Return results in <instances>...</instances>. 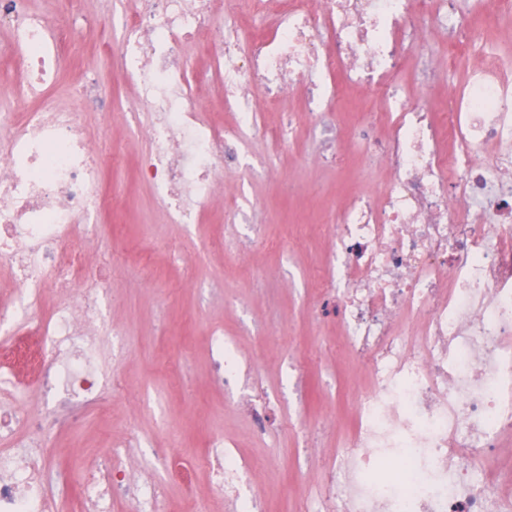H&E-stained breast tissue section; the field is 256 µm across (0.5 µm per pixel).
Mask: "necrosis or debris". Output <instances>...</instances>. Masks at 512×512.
Here are the masks:
<instances>
[{
    "mask_svg": "<svg viewBox=\"0 0 512 512\" xmlns=\"http://www.w3.org/2000/svg\"><path fill=\"white\" fill-rule=\"evenodd\" d=\"M485 16L512 18V0H124L103 18L122 79L150 114L138 177L174 224L204 223L225 174L248 172L241 146L278 101L298 97L331 154L340 86L370 99L358 148L389 178L337 211L317 301L339 316L337 345L367 366L368 383L301 512H512L502 446L512 437V83ZM0 26L23 73L14 106L0 108V269L18 288L0 306V358L37 371L45 406L36 422L19 400L0 402V512H54L74 486L82 512L116 501L165 512L163 487L130 470L128 443L76 475L42 454L74 411L103 406L125 345L122 331L107 343L98 334L107 267L86 249L109 203L103 150L81 113L48 96L75 34L30 0H0ZM434 29L478 59L441 112L411 105L397 80L428 56ZM202 33L199 69L187 48ZM210 82L224 87L225 120L196 104ZM212 342L215 383L263 437L270 411L249 394L252 367L223 332ZM205 461L230 512H263L223 435H210Z\"/></svg>",
    "mask_w": 512,
    "mask_h": 512,
    "instance_id": "1",
    "label": "necrosis or debris"
}]
</instances>
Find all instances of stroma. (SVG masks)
<instances>
[{
	"instance_id": "stroma-1",
	"label": "stroma",
	"mask_w": 512,
	"mask_h": 512,
	"mask_svg": "<svg viewBox=\"0 0 512 512\" xmlns=\"http://www.w3.org/2000/svg\"><path fill=\"white\" fill-rule=\"evenodd\" d=\"M111 37L102 26L79 40L51 95L65 99L75 85L90 79L113 90L111 111L83 113L88 136L120 155L106 165L112 207L87 249L109 264L105 322L125 331L130 353L112 364L123 388L108 398L106 410L78 412L73 431L52 436L46 453L63 468L79 448L82 466L91 467L105 448L134 428L152 447L181 455L192 471L191 482L167 480L168 512H183L190 484L202 492L203 512H225L202 462L207 437L217 429L234 443L236 453L258 464L247 493L267 496V512H294L318 489L320 461L335 452L363 383V368L337 357L332 347L338 325L333 314L316 312L314 279L332 250L319 225L347 197L382 179L371 159L344 141L355 129L363 101L358 93L343 91L336 114L342 141L329 161L296 101L288 103V144L276 136L283 116L270 113L266 135L249 142L245 151L272 161L274 173L245 180L228 175L225 192L217 193L210 206L208 223L173 224L153 186L137 177L148 149L138 133L144 108L123 82L117 62L99 50ZM432 41L429 66L436 79L423 84L410 71L401 77L415 104L445 99L465 73L464 67H449L446 36L433 34ZM229 203L247 211L251 224L225 225ZM222 232L229 244L246 242L245 268L233 269L231 258L215 246ZM268 237L281 242V252H265ZM141 261L150 263L154 279L137 277ZM212 329L223 331L250 356L261 390L286 400L274 406L263 438L251 436L248 416L227 404L223 391L210 382Z\"/></svg>"
}]
</instances>
